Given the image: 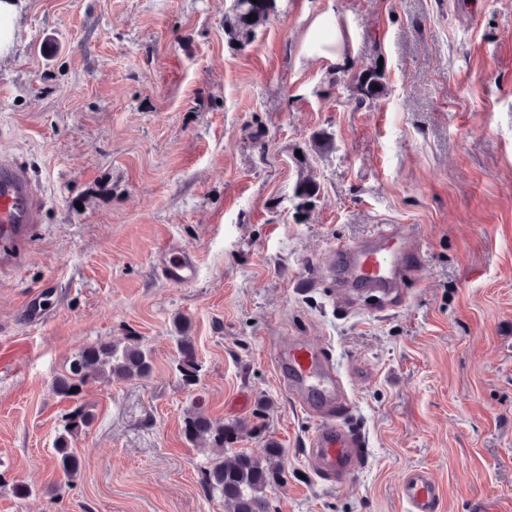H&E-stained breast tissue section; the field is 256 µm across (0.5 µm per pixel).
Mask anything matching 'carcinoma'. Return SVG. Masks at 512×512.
I'll return each mask as SVG.
<instances>
[{
	"instance_id": "carcinoma-1",
	"label": "carcinoma",
	"mask_w": 512,
	"mask_h": 512,
	"mask_svg": "<svg viewBox=\"0 0 512 512\" xmlns=\"http://www.w3.org/2000/svg\"><path fill=\"white\" fill-rule=\"evenodd\" d=\"M273 0H234L232 14L227 17L230 37L238 42L248 41L255 29L269 21ZM255 15L248 21V15ZM358 101L373 100L385 85V72L374 66L354 75ZM179 372L183 384L193 386L198 380L200 366L195 347L189 337L179 340ZM153 370L149 354L137 344L99 342L81 348L70 361L68 369L56 378L54 393L72 402L62 416V431L54 443V459L68 482L80 474V461L74 451L75 440L92 425L95 415L82 402L84 388L92 382L131 381L147 378ZM247 431L242 423L213 420L200 411H189L183 419L187 441L213 450L204 467V485L211 494L224 499L225 512H271L266 488L278 478L273 460L282 456V449L271 447L264 458L254 457L232 445Z\"/></svg>"
}]
</instances>
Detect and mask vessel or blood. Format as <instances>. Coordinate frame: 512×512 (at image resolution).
<instances>
[{"label": "vessel or blood", "mask_w": 512, "mask_h": 512, "mask_svg": "<svg viewBox=\"0 0 512 512\" xmlns=\"http://www.w3.org/2000/svg\"><path fill=\"white\" fill-rule=\"evenodd\" d=\"M44 206L43 192L26 160L0 151V269L16 262L41 224ZM424 252V240L413 229L380 224L362 241L338 245L331 273L346 288L386 291L401 276L418 272ZM154 266L162 279L177 286L193 284L199 275L196 255L175 243L156 255ZM275 372L299 406L320 420L308 439L309 462L343 484L360 467L365 440L344 424L350 400L340 374L321 350L305 341L288 343L279 351ZM399 495L407 512L439 510V487L424 469L407 472Z\"/></svg>", "instance_id": "obj_1"}]
</instances>
